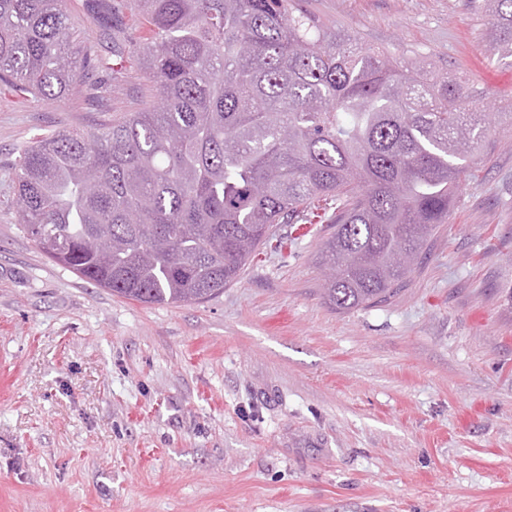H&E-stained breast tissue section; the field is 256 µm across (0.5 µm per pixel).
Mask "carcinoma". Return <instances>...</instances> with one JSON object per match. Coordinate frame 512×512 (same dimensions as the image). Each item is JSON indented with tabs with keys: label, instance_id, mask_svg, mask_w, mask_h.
I'll use <instances>...</instances> for the list:
<instances>
[{
	"label": "carcinoma",
	"instance_id": "1",
	"mask_svg": "<svg viewBox=\"0 0 512 512\" xmlns=\"http://www.w3.org/2000/svg\"><path fill=\"white\" fill-rule=\"evenodd\" d=\"M89 0L112 56L72 45L62 0H0V84L59 98L90 71H139L159 104L17 149L21 231L98 288L144 305L236 283L276 224L333 225L323 290L387 300L446 223L487 117L463 87L327 34L299 0ZM512 58V0H486Z\"/></svg>",
	"mask_w": 512,
	"mask_h": 512
}]
</instances>
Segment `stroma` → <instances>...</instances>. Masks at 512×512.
Instances as JSON below:
<instances>
[{
  "label": "stroma",
  "instance_id": "stroma-1",
  "mask_svg": "<svg viewBox=\"0 0 512 512\" xmlns=\"http://www.w3.org/2000/svg\"><path fill=\"white\" fill-rule=\"evenodd\" d=\"M329 31L416 50L489 112L446 223L398 293L322 294L329 224H278L203 303L143 305L15 224L20 145L139 110L0 93V512H512V62L471 0H301Z\"/></svg>",
  "mask_w": 512,
  "mask_h": 512
}]
</instances>
